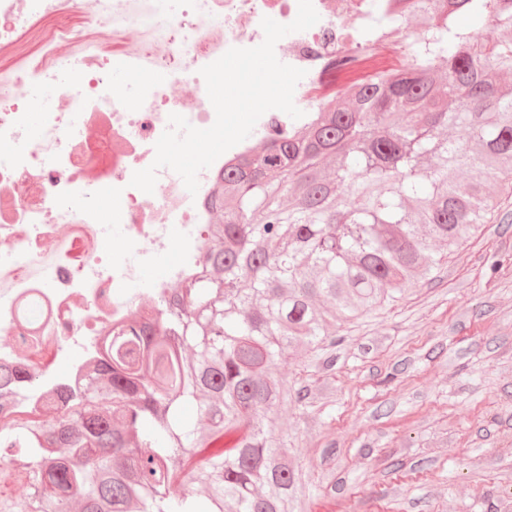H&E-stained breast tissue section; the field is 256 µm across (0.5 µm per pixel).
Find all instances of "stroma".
<instances>
[{"label": "stroma", "mask_w": 512, "mask_h": 512, "mask_svg": "<svg viewBox=\"0 0 512 512\" xmlns=\"http://www.w3.org/2000/svg\"><path fill=\"white\" fill-rule=\"evenodd\" d=\"M339 334L281 364L303 512H512V197Z\"/></svg>", "instance_id": "35a3bbf8"}]
</instances>
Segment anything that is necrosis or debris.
Instances as JSON below:
<instances>
[{"mask_svg": "<svg viewBox=\"0 0 512 512\" xmlns=\"http://www.w3.org/2000/svg\"><path fill=\"white\" fill-rule=\"evenodd\" d=\"M312 2L318 22L275 45L280 62L305 72L294 103L308 116L326 90L347 89L344 73L386 54L404 60L424 34L410 20L425 0H410L409 20L387 29L373 25L376 0ZM75 13L83 26L71 25ZM297 13L298 0H152L142 13L121 11L115 0H0V56L17 54L21 37L43 20L54 23L45 53L0 73V143L11 145L0 152V334L10 339L0 344V366L41 372L34 393L0 407V423L46 417L60 402V381L77 380L103 326L142 297L163 303L199 269L216 174L254 142L287 132V114L265 112L250 139L199 172L197 194L167 167L150 194L131 186L132 175L153 163L170 115L201 129L214 123L202 67L230 48L260 45L263 18L288 24ZM130 29L143 36L134 53L121 45ZM157 69L167 81L151 78ZM183 85L194 92L191 104L175 93ZM104 191L119 225L103 222L94 205ZM112 237L118 245L105 249ZM162 254L172 258L165 277L142 288L141 266ZM32 335L48 337V351L24 344Z\"/></svg>", "mask_w": 512, "mask_h": 512, "instance_id": "necrosis-or-debris-1", "label": "necrosis or debris"}]
</instances>
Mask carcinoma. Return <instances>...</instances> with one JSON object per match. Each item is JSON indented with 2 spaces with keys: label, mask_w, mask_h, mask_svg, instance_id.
Returning <instances> with one entry per match:
<instances>
[{
  "label": "carcinoma",
  "mask_w": 512,
  "mask_h": 512,
  "mask_svg": "<svg viewBox=\"0 0 512 512\" xmlns=\"http://www.w3.org/2000/svg\"><path fill=\"white\" fill-rule=\"evenodd\" d=\"M460 15L512 28V0H435L410 60L217 176L200 274L112 325L53 419L0 424V466L26 485L0 512H296L288 435L265 429L299 400L284 352L336 345V328L396 302L492 218L490 185L512 197V40L464 33ZM451 123L466 136L434 137ZM321 156L335 176L317 174ZM23 379L39 376L1 367L0 399Z\"/></svg>",
  "instance_id": "carcinoma-1"
}]
</instances>
